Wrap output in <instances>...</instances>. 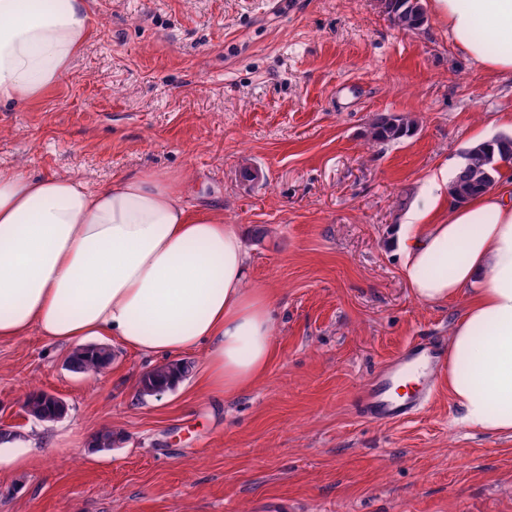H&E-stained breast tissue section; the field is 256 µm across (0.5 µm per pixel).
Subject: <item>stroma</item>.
Here are the masks:
<instances>
[{"instance_id": "1", "label": "stroma", "mask_w": 512, "mask_h": 512, "mask_svg": "<svg viewBox=\"0 0 512 512\" xmlns=\"http://www.w3.org/2000/svg\"><path fill=\"white\" fill-rule=\"evenodd\" d=\"M89 36L40 97L0 103V169L105 190L163 172L243 225L248 285L273 296L275 357L232 397L162 396L161 365L109 336L112 362L70 370L37 331L0 339V512H512V439L457 422L437 386L379 425L355 396L417 338L447 343L464 298L424 306L393 243L428 180L479 135L512 136V76L479 70L428 13L405 30L380 0H86ZM379 114L416 122L379 143ZM255 170V177L244 174ZM35 390L67 406L25 414ZM112 447L92 442L102 429ZM190 365L186 362L166 363L159 365L147 372L141 379L140 393L143 396L155 395V390L159 386L166 385L171 373L176 370L180 373L181 378L189 372Z\"/></svg>"}]
</instances>
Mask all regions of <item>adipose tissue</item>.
Instances as JSON below:
<instances>
[{
	"label": "adipose tissue",
	"instance_id": "obj_1",
	"mask_svg": "<svg viewBox=\"0 0 512 512\" xmlns=\"http://www.w3.org/2000/svg\"><path fill=\"white\" fill-rule=\"evenodd\" d=\"M479 69L512 75V0H430ZM85 0H0V101L57 84L86 40ZM457 168L429 181L395 228L411 296H466L440 379L470 431L512 436V181L452 198ZM243 229L185 201L154 172L99 190L0 171V339L37 330L81 344L106 335L144 356L204 350L208 394L248 387L274 356L269 292L248 287Z\"/></svg>",
	"mask_w": 512,
	"mask_h": 512
}]
</instances>
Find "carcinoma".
<instances>
[{"label": "carcinoma", "mask_w": 512, "mask_h": 512, "mask_svg": "<svg viewBox=\"0 0 512 512\" xmlns=\"http://www.w3.org/2000/svg\"><path fill=\"white\" fill-rule=\"evenodd\" d=\"M423 15L421 0H404V7L394 15V22L408 30L415 28L414 21ZM413 132V122L403 116L381 114L371 124V135L377 142H388L408 137ZM512 156V137L500 136L487 144H479L467 151V163L451 186V195L456 200H464L491 187L500 172L493 168L496 156ZM112 353L98 346H89L75 351L69 364L73 371L87 375L99 373L110 364ZM190 365L186 362L166 363L147 372L141 379L140 393L143 396L155 395L157 387L168 382L173 371L186 376ZM25 409L33 416L53 419L60 412L59 404L47 398L42 391L27 396Z\"/></svg>", "instance_id": "obj_1"}]
</instances>
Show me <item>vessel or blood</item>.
<instances>
[{"mask_svg":"<svg viewBox=\"0 0 512 512\" xmlns=\"http://www.w3.org/2000/svg\"><path fill=\"white\" fill-rule=\"evenodd\" d=\"M444 354L442 346L429 339L411 343L396 360L381 367L370 383L358 394L360 412L378 424L404 422L426 409L433 398L434 382L430 375L419 374L417 382L406 396L394 397L392 389L399 378L420 365H434Z\"/></svg>","mask_w":512,"mask_h":512,"instance_id":"vessel-or-blood-1","label":"vessel or blood"}]
</instances>
